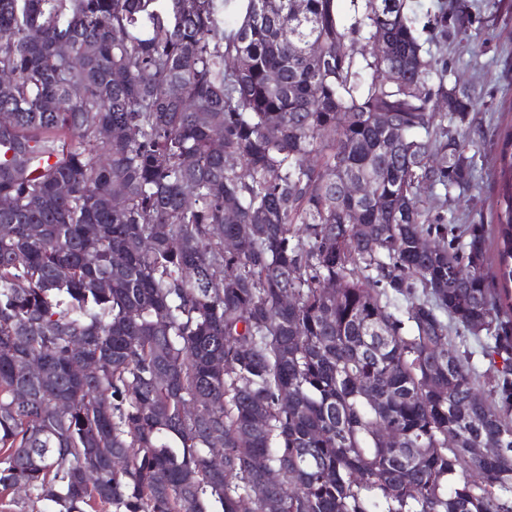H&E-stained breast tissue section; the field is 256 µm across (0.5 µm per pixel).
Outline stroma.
Instances as JSON below:
<instances>
[{"label": "stroma", "instance_id": "stroma-1", "mask_svg": "<svg viewBox=\"0 0 512 512\" xmlns=\"http://www.w3.org/2000/svg\"><path fill=\"white\" fill-rule=\"evenodd\" d=\"M455 0H409L416 34L431 53L443 79H431V90L464 88L476 106L464 126L476 142L470 148L473 179L466 191L424 190V197L447 196L440 209L448 234L457 237L467 225H484L488 237L487 269L497 260L495 210L501 190V138L512 125V0H499L489 8L486 0H466L471 25L466 34L449 37L441 33L435 15L441 6Z\"/></svg>", "mask_w": 512, "mask_h": 512}]
</instances>
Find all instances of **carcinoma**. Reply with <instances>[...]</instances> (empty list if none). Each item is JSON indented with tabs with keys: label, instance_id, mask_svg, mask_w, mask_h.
Instances as JSON below:
<instances>
[{
	"label": "carcinoma",
	"instance_id": "obj_1",
	"mask_svg": "<svg viewBox=\"0 0 512 512\" xmlns=\"http://www.w3.org/2000/svg\"><path fill=\"white\" fill-rule=\"evenodd\" d=\"M339 2L0 0L1 490L264 512L274 470L281 512H512V131L490 274L484 226L455 247L422 198L470 186L472 96L436 110L407 0Z\"/></svg>",
	"mask_w": 512,
	"mask_h": 512
}]
</instances>
